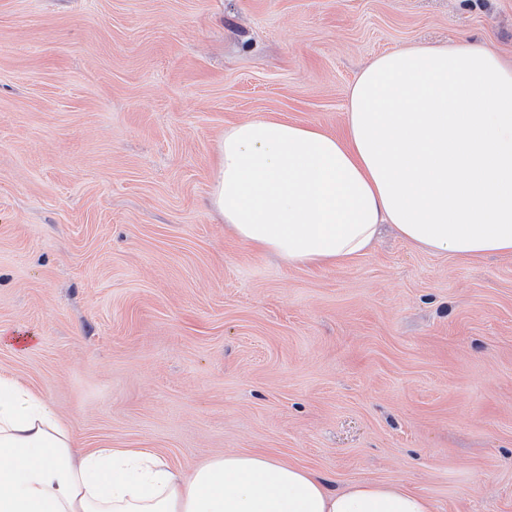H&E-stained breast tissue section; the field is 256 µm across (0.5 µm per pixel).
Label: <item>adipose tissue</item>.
I'll use <instances>...</instances> for the list:
<instances>
[{
	"label": "adipose tissue",
	"mask_w": 512,
	"mask_h": 512,
	"mask_svg": "<svg viewBox=\"0 0 512 512\" xmlns=\"http://www.w3.org/2000/svg\"><path fill=\"white\" fill-rule=\"evenodd\" d=\"M211 204L288 265L364 254L381 225L422 249L512 254V64L484 46L385 52L349 86L346 134L256 118L224 131ZM0 512H433L404 486L330 487L279 457L189 470L151 448H88L45 398L0 374Z\"/></svg>",
	"instance_id": "ef3b65f1"
}]
</instances>
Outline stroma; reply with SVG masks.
I'll return each instance as SVG.
<instances>
[{"label": "stroma", "mask_w": 512, "mask_h": 512, "mask_svg": "<svg viewBox=\"0 0 512 512\" xmlns=\"http://www.w3.org/2000/svg\"><path fill=\"white\" fill-rule=\"evenodd\" d=\"M512 60V0H0V373L80 448L265 452L512 512V255L291 266L210 206L226 127L342 133L383 52Z\"/></svg>", "instance_id": "stroma-1"}]
</instances>
